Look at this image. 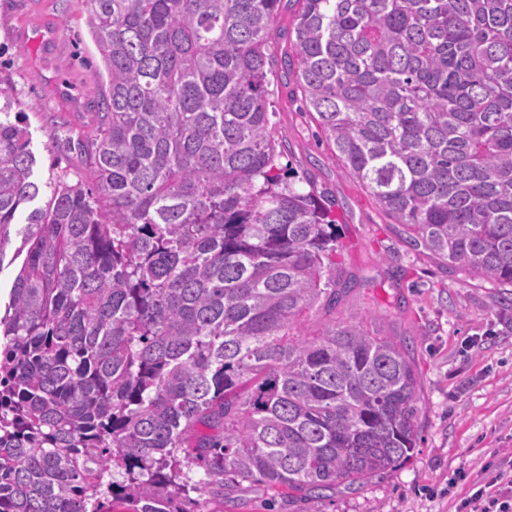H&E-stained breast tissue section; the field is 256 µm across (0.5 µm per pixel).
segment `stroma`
<instances>
[{
    "label": "stroma",
    "instance_id": "obj_1",
    "mask_svg": "<svg viewBox=\"0 0 512 512\" xmlns=\"http://www.w3.org/2000/svg\"><path fill=\"white\" fill-rule=\"evenodd\" d=\"M87 0H0V86L10 87L31 133L45 206L49 166L81 168L78 147L98 121L102 78L87 31ZM298 6L274 23L270 89L281 165L300 188L332 201L336 240L355 286L342 317L379 319L406 341L419 372L413 457L364 487L307 502L270 501L263 487L231 492L224 512H464L474 482L512 454V290L469 277L414 245L336 159L283 58ZM25 213L11 227L0 265V312L25 254Z\"/></svg>",
    "mask_w": 512,
    "mask_h": 512
}]
</instances>
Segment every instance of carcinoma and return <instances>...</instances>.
<instances>
[{
    "instance_id": "carcinoma-1",
    "label": "carcinoma",
    "mask_w": 512,
    "mask_h": 512,
    "mask_svg": "<svg viewBox=\"0 0 512 512\" xmlns=\"http://www.w3.org/2000/svg\"><path fill=\"white\" fill-rule=\"evenodd\" d=\"M89 2L91 179L49 167L0 316V512H185L243 483L307 501L407 462L409 345L358 317L294 331L352 279L331 207L279 164L281 0ZM298 2L296 74L336 158L415 243L512 286V0ZM30 145L0 87V265L41 190Z\"/></svg>"
}]
</instances>
